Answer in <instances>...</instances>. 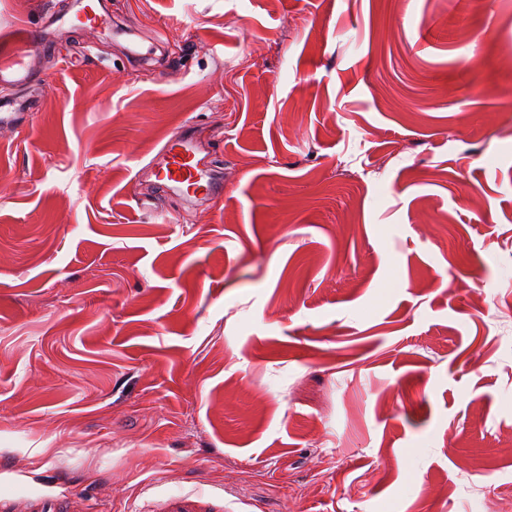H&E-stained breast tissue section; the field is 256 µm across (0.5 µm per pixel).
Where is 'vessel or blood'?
<instances>
[{
	"instance_id": "b4317fda",
	"label": "vessel or blood",
	"mask_w": 512,
	"mask_h": 512,
	"mask_svg": "<svg viewBox=\"0 0 512 512\" xmlns=\"http://www.w3.org/2000/svg\"><path fill=\"white\" fill-rule=\"evenodd\" d=\"M40 51V43L28 21L22 20L0 32V83L24 86L33 78L31 61ZM158 178L170 188L188 189L216 199L224 194L221 177L201 168L186 136L169 138L152 161Z\"/></svg>"
}]
</instances>
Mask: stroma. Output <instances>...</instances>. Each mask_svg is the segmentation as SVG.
<instances>
[{
    "mask_svg": "<svg viewBox=\"0 0 512 512\" xmlns=\"http://www.w3.org/2000/svg\"><path fill=\"white\" fill-rule=\"evenodd\" d=\"M87 2L0 0V512H512V0ZM40 43L26 20H20L0 34V83L24 86L33 78L31 60ZM149 165L172 189L183 191L185 187L186 192L191 189L211 199L224 195L223 179L200 167L189 140L182 134L169 138Z\"/></svg>",
    "mask_w": 512,
    "mask_h": 512,
    "instance_id": "1",
    "label": "stroma"
}]
</instances>
